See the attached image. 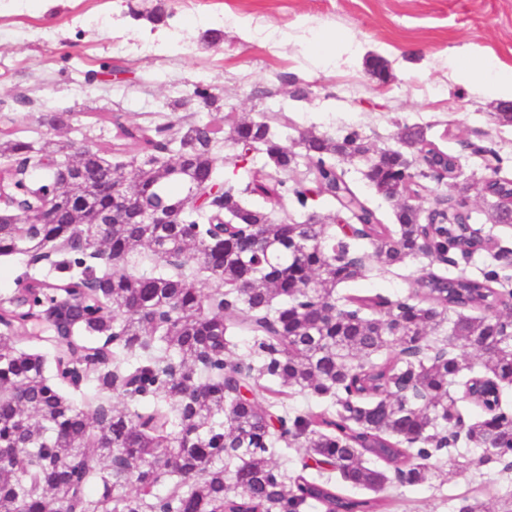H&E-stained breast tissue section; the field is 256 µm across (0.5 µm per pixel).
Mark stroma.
<instances>
[{
  "label": "stroma",
  "instance_id": "1",
  "mask_svg": "<svg viewBox=\"0 0 512 512\" xmlns=\"http://www.w3.org/2000/svg\"><path fill=\"white\" fill-rule=\"evenodd\" d=\"M165 17L133 19L140 0H0V132L42 146L50 141L106 149L111 163L133 177L129 157L112 154V113L131 124L176 126L223 123L225 114L259 120L279 112L288 119V142L334 139L357 132L372 154L402 149L404 126L420 127L427 140L456 157L453 180L432 181L417 199L421 210L436 198L465 200L484 231L512 247V225L495 224V198L481 191L493 172L476 154L493 145L499 178L512 179V124L499 123L496 102L478 79H462L448 66L450 53L512 67V0H161ZM218 32L207 46L201 35ZM387 65L374 77L372 58ZM118 65L101 72V63ZM98 72L94 83L85 74ZM207 88L213 105L193 97ZM66 112L56 129L47 115ZM384 223L395 205L367 180L366 158L342 161ZM484 253L456 266L407 260L388 269L368 260L364 279L339 286L338 295L403 298L410 282L434 271L480 276ZM440 478L395 486L393 512H452L451 500L475 496L494 503L504 478L495 465L456 470L442 459Z\"/></svg>",
  "mask_w": 512,
  "mask_h": 512
}]
</instances>
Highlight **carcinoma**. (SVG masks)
Masks as SVG:
<instances>
[{
  "label": "carcinoma",
  "mask_w": 512,
  "mask_h": 512,
  "mask_svg": "<svg viewBox=\"0 0 512 512\" xmlns=\"http://www.w3.org/2000/svg\"><path fill=\"white\" fill-rule=\"evenodd\" d=\"M112 152L137 164L139 201L173 217L170 224H130L118 215L112 232L97 235L104 204L94 197L101 181L125 177L99 149L79 160L83 174L67 181L47 172L37 188L57 192V223L41 229L56 259L33 277L32 299L16 309L0 306V512H388L383 494L390 478L365 458L392 467L401 486L438 476L436 451L457 453L462 470L501 466L512 471V250L483 248L491 262L480 278L427 272L411 283L404 300L358 296L340 304L336 288L365 277L356 241L366 240L384 266L428 257L448 263L454 245L467 239L464 219L439 214L424 224L403 205L397 228L376 212L345 179L332 158L364 155L369 148L351 132L340 139L307 135L300 155L283 144L264 120L233 127L238 155L262 147L284 177L250 171L245 191L278 203L291 197L308 209L331 199L357 226L352 240L336 242L310 214L301 222L273 224L261 208L246 206L231 174L219 182L212 158L221 132L211 121L177 129L127 125L115 118ZM401 141L432 159L445 152L423 132L407 127ZM178 144L188 157L180 168L163 154ZM20 138L0 141V155L24 165L35 151ZM305 159L313 186L288 184L286 174ZM405 154L389 152L373 167L370 182L386 199L415 190L420 174L404 168ZM195 183L218 184L231 227L216 238L210 213L184 208ZM21 226L0 222V256L23 253ZM141 247L164 255L169 269L133 273L124 256ZM215 280L223 296L208 302L199 273ZM80 298L76 332L52 345L54 375L43 355L19 349L41 343L33 325L54 297ZM458 312L448 345L476 350L481 369L451 351L430 349L427 334ZM247 335L249 358L235 360L238 334ZM468 388L480 383L483 415L467 422L450 387L463 371ZM264 379L261 403L242 394ZM64 385L90 386L78 405ZM317 403L305 414L279 411L288 395ZM126 407L112 404V397ZM299 444L319 469L338 471L352 488L373 497L336 491L331 477H296L286 484L271 455ZM170 476L165 494H153Z\"/></svg>",
  "instance_id": "obj_1"
}]
</instances>
